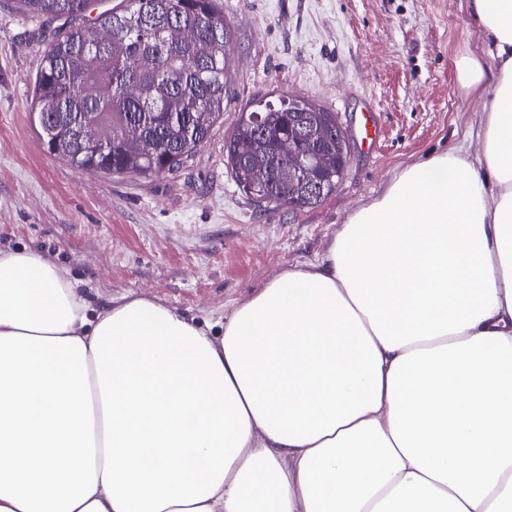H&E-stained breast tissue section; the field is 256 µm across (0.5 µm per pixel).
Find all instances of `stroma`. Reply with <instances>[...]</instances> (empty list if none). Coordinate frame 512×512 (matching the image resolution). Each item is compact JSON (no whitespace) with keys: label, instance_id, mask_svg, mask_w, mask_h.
<instances>
[{"label":"stroma","instance_id":"35a3bbf8","mask_svg":"<svg viewBox=\"0 0 512 512\" xmlns=\"http://www.w3.org/2000/svg\"><path fill=\"white\" fill-rule=\"evenodd\" d=\"M232 31L224 121L173 175L113 177L50 154L32 113L51 25L0 0V249L36 251L92 305L148 296L197 321L230 313L284 270L325 253L405 167L482 152L491 84L467 92L457 62H495L468 0H217ZM335 112L350 139L341 185L315 208L258 206L224 162L243 111L270 95ZM372 112L378 132L365 148Z\"/></svg>","mask_w":512,"mask_h":512}]
</instances>
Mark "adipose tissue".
Wrapping results in <instances>:
<instances>
[{"mask_svg":"<svg viewBox=\"0 0 512 512\" xmlns=\"http://www.w3.org/2000/svg\"><path fill=\"white\" fill-rule=\"evenodd\" d=\"M484 151L404 168L219 325L0 249V512H512V0Z\"/></svg>","mask_w":512,"mask_h":512,"instance_id":"1","label":"adipose tissue"}]
</instances>
